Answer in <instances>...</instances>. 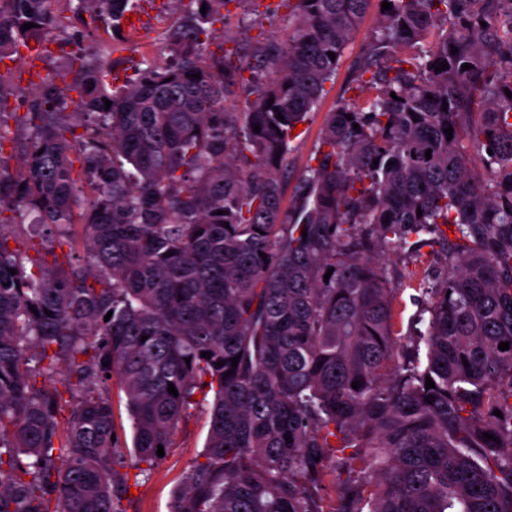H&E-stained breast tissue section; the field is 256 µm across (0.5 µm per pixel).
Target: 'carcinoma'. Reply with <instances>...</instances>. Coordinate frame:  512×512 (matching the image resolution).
I'll use <instances>...</instances> for the list:
<instances>
[{"label": "carcinoma", "instance_id": "obj_1", "mask_svg": "<svg viewBox=\"0 0 512 512\" xmlns=\"http://www.w3.org/2000/svg\"><path fill=\"white\" fill-rule=\"evenodd\" d=\"M385 1L359 74L371 96L329 114L287 211L293 129L373 0H283L287 38L245 67L208 50L203 24L229 0H174L190 14L175 62L146 63L120 93L82 47L72 82L29 81L19 164L0 159V214L33 215L15 248L0 225V512H122L109 374L138 465L161 460L195 390L213 392L170 512H325L339 472L335 512H512V0ZM54 5L0 0V61L48 39ZM132 8L77 4L117 33ZM245 80L244 108H228ZM77 226L84 265L29 256ZM444 226L448 273L420 288L421 359L371 251ZM61 361L63 392L46 385Z\"/></svg>", "mask_w": 512, "mask_h": 512}]
</instances>
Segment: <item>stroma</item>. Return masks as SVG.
Wrapping results in <instances>:
<instances>
[{
    "mask_svg": "<svg viewBox=\"0 0 512 512\" xmlns=\"http://www.w3.org/2000/svg\"><path fill=\"white\" fill-rule=\"evenodd\" d=\"M258 10H250L241 0H229L223 10L226 22L212 25L216 35L231 34L241 59H249L256 45L270 39L282 38L288 28L287 11L280 7L279 0H259ZM77 0H60L58 16L60 25L56 37L76 36L83 46L99 50L112 35L111 22H99L90 28H82L74 9ZM144 35L141 39L128 42L125 50L112 53L108 59L105 90H113L135 79L142 59L164 64L170 59L169 38L180 27L186 17L183 9L171 0H144ZM379 7L371 5L355 36L347 44L335 76L327 83L324 99L313 108L303 129L294 141L295 149L288 159V179L284 185L283 203L291 205L295 185L301 180L306 166L314 157V150L321 136L329 112L336 109L342 99L354 97L359 63L368 51L372 36L378 27ZM28 66L27 59H4L0 61V76L13 91L8 96L6 108L0 110V132L6 140L0 146V157L9 165H16L19 159V136L14 120L15 113L27 106L31 89L19 75ZM380 258L387 264L396 279L398 330L401 337H408L410 325L419 310L418 288L423 282H436L448 270V245L435 241L423 247L420 254L410 249L381 252ZM212 397L199 394L190 406L185 419L180 423L173 442L165 456L153 467H134L130 452H123L124 470L129 474L130 487L137 494L125 497L124 512H170L174 493L181 486L186 472L203 452L209 427V408Z\"/></svg>",
    "mask_w": 512,
    "mask_h": 512,
    "instance_id": "35a3bbf8",
    "label": "stroma"
}]
</instances>
